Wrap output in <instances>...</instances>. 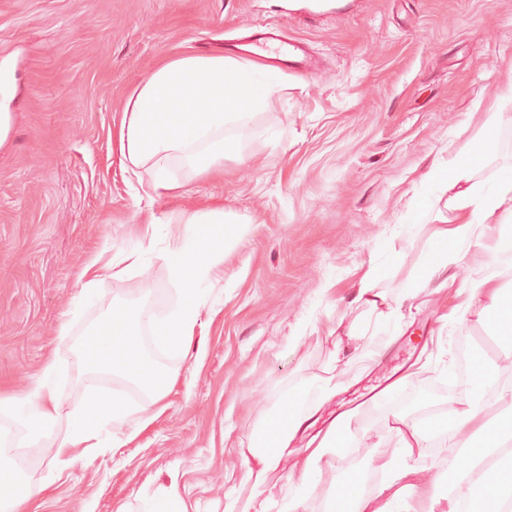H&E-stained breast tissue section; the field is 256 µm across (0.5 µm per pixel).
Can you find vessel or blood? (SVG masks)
<instances>
[{
	"mask_svg": "<svg viewBox=\"0 0 512 512\" xmlns=\"http://www.w3.org/2000/svg\"><path fill=\"white\" fill-rule=\"evenodd\" d=\"M225 45L228 52L238 56L274 57L283 69L297 75L308 74L316 66L302 40L285 36L271 23L252 28L247 36L226 40Z\"/></svg>",
	"mask_w": 512,
	"mask_h": 512,
	"instance_id": "vessel-or-blood-1",
	"label": "vessel or blood"
}]
</instances>
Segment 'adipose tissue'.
Here are the masks:
<instances>
[{"label":"adipose tissue","mask_w":512,"mask_h":512,"mask_svg":"<svg viewBox=\"0 0 512 512\" xmlns=\"http://www.w3.org/2000/svg\"><path fill=\"white\" fill-rule=\"evenodd\" d=\"M285 83L281 70L235 56L192 54L163 60L130 91L121 114L118 147L129 172L137 176L149 171L150 188L157 194L176 190V183L168 178L176 161L198 176L222 175L225 158L235 156L238 148L227 130L247 127ZM478 162V155L467 148L451 162L433 160L425 176V194L408 198L410 221H418L437 202L444 204L448 215L434 226L429 250L418 273L406 282L400 301L413 303L430 289L443 295L454 292L450 319L485 324L508 338L512 336V289L503 285L492 266L501 253L512 249V173L488 188L474 179ZM238 234L237 225L227 222L220 208L185 219L180 246L163 257L180 303L165 320L151 325L160 346L175 354L189 347L203 304L202 286L218 278L224 247ZM141 258L135 251L97 256L80 273L81 298L92 297L101 282L121 276L126 266L138 264ZM461 267L466 270L462 276L457 273ZM387 271V266L372 261L354 272L352 302L378 324L395 317L387 292L379 286ZM142 319L138 305L112 307L76 358L85 372L109 371L142 384L155 405L172 390L176 378L144 353ZM56 367V359L48 358L26 396L0 392V406H24L30 433L47 440L59 468L85 457L104 421L132 425L130 432L113 435L116 448L149 424V417L136 415L117 399L103 410L91 402L62 411L52 381ZM503 370L508 379L494 395L503 410L494 417L466 402L450 417L416 422L409 414L429 403L428 379L396 392L389 433L398 454L379 463L385 478L374 492L351 488L339 494L337 512H438L442 506L447 512H504V502L512 500V354ZM332 389L327 379L307 381L261 421L248 445L239 450L246 471L225 495L224 512H268L266 491L271 475L280 469L295 479L281 512H299L339 449L357 447L350 419L342 415L304 459L295 457L292 441L306 429ZM434 438L446 440L449 447L467 449V470L472 474L467 486L443 491L427 478L422 459ZM42 491L41 485L22 480L8 448L1 447L0 512H22L23 505Z\"/></svg>","instance_id":"1"}]
</instances>
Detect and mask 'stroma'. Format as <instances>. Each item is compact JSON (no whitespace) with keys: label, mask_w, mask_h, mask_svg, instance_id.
<instances>
[{"label":"stroma","mask_w":512,"mask_h":512,"mask_svg":"<svg viewBox=\"0 0 512 512\" xmlns=\"http://www.w3.org/2000/svg\"><path fill=\"white\" fill-rule=\"evenodd\" d=\"M0 0V112L12 115L0 146V383L24 394L56 357L64 407L85 402L76 349L115 303L163 318L178 302L162 260L188 214L220 207L239 235L224 250V279L210 285L194 341L161 353L177 377L166 408L121 448L107 435L56 474L44 441L27 435L21 410L0 411V436L36 446L23 476L44 492L26 512H144L178 483L199 512L223 506L243 475L238 448L257 423L307 378L334 373L340 387L292 443L305 456L339 415L352 414L360 447L324 469L302 512H324L366 464L395 452L388 411L365 395L398 384L437 343L446 365L431 372L433 417L471 399L458 378V344L484 335L448 323L430 298L400 321L361 337L377 361L331 364L337 322L361 321L349 305L355 264L399 263L383 280L397 299L423 260L437 212L408 224L403 194L430 162L479 146L481 114L512 73V0ZM275 23L303 38L318 68L288 76L268 110L233 130L238 153L224 177L170 168L183 188L146 195L118 148L130 89L161 60L220 52L242 29ZM476 178L512 168V104ZM164 227L155 238L143 226ZM136 250L142 261L80 299L81 269L99 253ZM69 334L59 337L61 322Z\"/></svg>","instance_id":"35a3bbf8"}]
</instances>
